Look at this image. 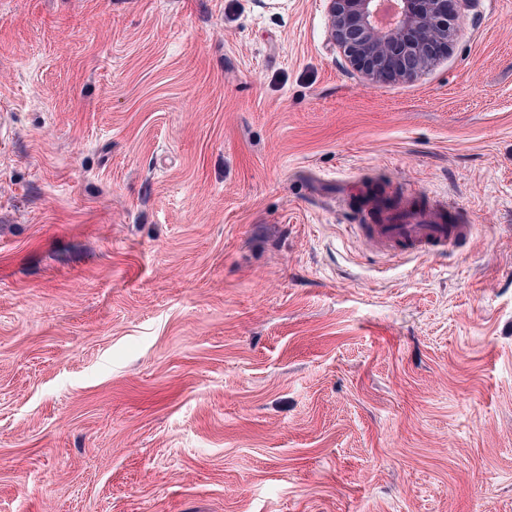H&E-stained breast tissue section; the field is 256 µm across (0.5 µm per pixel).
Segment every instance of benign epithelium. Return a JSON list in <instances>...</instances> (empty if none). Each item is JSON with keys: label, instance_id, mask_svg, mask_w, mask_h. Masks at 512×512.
Returning <instances> with one entry per match:
<instances>
[{"label": "benign epithelium", "instance_id": "7a95c632", "mask_svg": "<svg viewBox=\"0 0 512 512\" xmlns=\"http://www.w3.org/2000/svg\"><path fill=\"white\" fill-rule=\"evenodd\" d=\"M469 4L470 0H401L396 19L380 27L378 0H328L330 38L372 83L411 78L448 54L453 21Z\"/></svg>", "mask_w": 512, "mask_h": 512}]
</instances>
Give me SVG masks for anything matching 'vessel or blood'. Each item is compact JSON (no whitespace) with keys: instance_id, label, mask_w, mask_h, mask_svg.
I'll list each match as a JSON object with an SVG mask.
<instances>
[{"instance_id":"b4317fda","label":"vessel or blood","mask_w":512,"mask_h":512,"mask_svg":"<svg viewBox=\"0 0 512 512\" xmlns=\"http://www.w3.org/2000/svg\"><path fill=\"white\" fill-rule=\"evenodd\" d=\"M357 230L379 252H408L425 256L445 254L468 243L476 227L445 220L434 212L408 210L394 216H383L375 224L358 225Z\"/></svg>"}]
</instances>
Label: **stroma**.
I'll list each match as a JSON object with an SVG mask.
<instances>
[{"label":"stroma","instance_id":"obj_1","mask_svg":"<svg viewBox=\"0 0 512 512\" xmlns=\"http://www.w3.org/2000/svg\"><path fill=\"white\" fill-rule=\"evenodd\" d=\"M0 512H512V0L374 85L328 0H0ZM354 231L364 236L381 253L408 252L426 256L446 254L468 243L475 235L474 224L446 221L434 212L407 210L396 216L385 215L376 224H355Z\"/></svg>","mask_w":512,"mask_h":512}]
</instances>
